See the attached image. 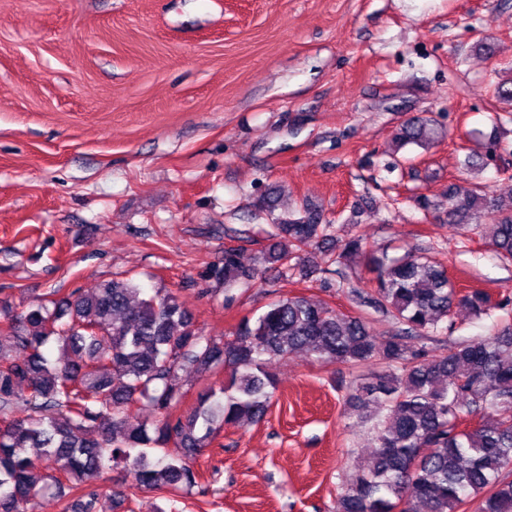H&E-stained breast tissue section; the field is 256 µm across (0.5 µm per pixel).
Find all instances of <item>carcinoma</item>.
Here are the masks:
<instances>
[{
  "instance_id": "cac0c4a2",
  "label": "carcinoma",
  "mask_w": 512,
  "mask_h": 512,
  "mask_svg": "<svg viewBox=\"0 0 512 512\" xmlns=\"http://www.w3.org/2000/svg\"><path fill=\"white\" fill-rule=\"evenodd\" d=\"M441 136L434 120L406 119L393 134L399 148L428 146ZM446 216L459 229L483 219L488 244L512 261V198L481 186L447 191ZM323 211L305 202L271 225L267 264H288L297 251L330 237ZM360 260L371 277L349 294L391 319L392 335L378 342L362 315L339 316L302 295L270 302L243 319L227 339L206 336L177 297L143 289L129 279L106 280L90 294L37 301L16 312L0 306V512H36L45 496L69 489L63 512H99L100 494L84 485L123 462L141 489H193L191 465L226 423H253L271 404L276 381L266 364L298 351L326 365L379 362L388 373L353 387L366 409L373 454L355 468L336 497L335 512H460L481 495L475 512H512V318L491 337L453 343L430 355L422 340L453 334L461 317L490 316L512 305L480 289L461 290L448 270L411 252L388 256L359 235L339 247L336 264ZM256 265L240 249L205 276L224 284V302L255 284ZM58 344L78 359H52ZM224 368L228 383L198 392L190 411L180 372ZM143 403L157 420H138ZM42 451L53 473L36 476L27 451Z\"/></svg>"
}]
</instances>
